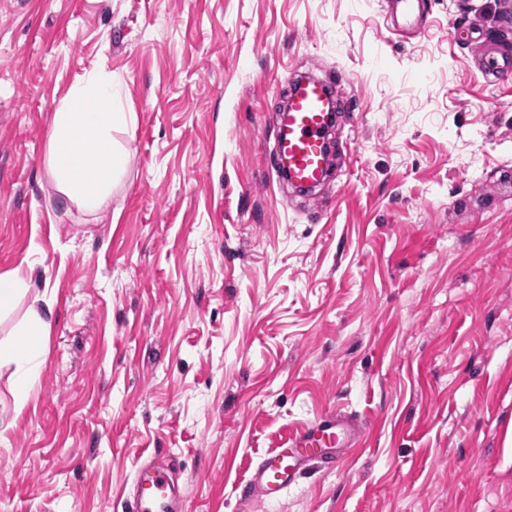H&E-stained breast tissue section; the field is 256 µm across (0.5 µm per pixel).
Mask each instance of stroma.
I'll return each instance as SVG.
<instances>
[{"instance_id": "stroma-1", "label": "stroma", "mask_w": 512, "mask_h": 512, "mask_svg": "<svg viewBox=\"0 0 512 512\" xmlns=\"http://www.w3.org/2000/svg\"><path fill=\"white\" fill-rule=\"evenodd\" d=\"M512 0H0V275L53 301L23 408L0 368V512H121L146 460L184 512L241 505L249 466L328 412L365 442L276 512H512V79L456 24ZM135 121L97 213L45 140L99 70ZM347 82H337L339 71ZM351 99L333 177L269 167L301 72ZM395 11L399 12L402 23L395 31L410 30L421 34L428 26V4L424 0H394Z\"/></svg>"}]
</instances>
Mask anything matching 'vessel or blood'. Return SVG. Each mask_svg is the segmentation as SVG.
Segmentation results:
<instances>
[{"mask_svg": "<svg viewBox=\"0 0 512 512\" xmlns=\"http://www.w3.org/2000/svg\"><path fill=\"white\" fill-rule=\"evenodd\" d=\"M401 30L423 32L429 7L426 0H395ZM458 39L476 51L486 82L499 83L512 77V50L494 49L490 31L474 30L465 23L458 28ZM338 104L330 86L317 78H298L288 95V106L275 125V147L271 169L292 186L308 190L320 185L331 165L327 137ZM360 434L355 423L338 414H327L290 433L279 447L268 450L250 465L248 478L239 484L241 500L274 503L313 466L335 467L339 448ZM122 512H183V501L176 497L169 474L152 463L142 469L133 493L126 495Z\"/></svg>", "mask_w": 512, "mask_h": 512, "instance_id": "vessel-or-blood-1", "label": "vessel or blood"}]
</instances>
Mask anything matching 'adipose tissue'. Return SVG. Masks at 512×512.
<instances>
[{"label": "adipose tissue", "instance_id": "adipose-tissue-1", "mask_svg": "<svg viewBox=\"0 0 512 512\" xmlns=\"http://www.w3.org/2000/svg\"><path fill=\"white\" fill-rule=\"evenodd\" d=\"M133 120V113L125 111L112 92L111 74H90L83 86L72 88L54 115L45 146L56 191L86 210H102L126 163L112 145V130ZM51 321V313L31 309L21 321L19 340H0V366L13 367L16 406H23L29 396L41 364V338Z\"/></svg>", "mask_w": 512, "mask_h": 512}]
</instances>
